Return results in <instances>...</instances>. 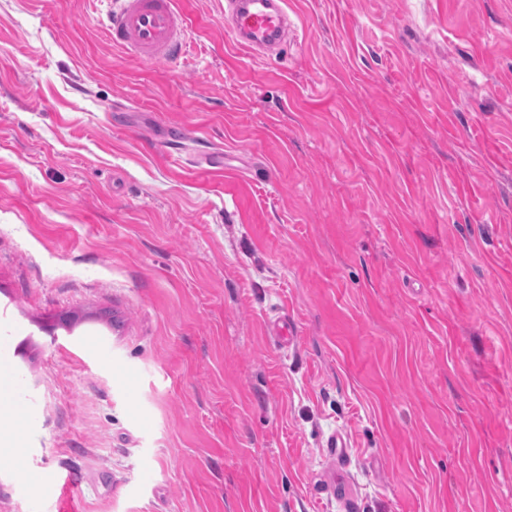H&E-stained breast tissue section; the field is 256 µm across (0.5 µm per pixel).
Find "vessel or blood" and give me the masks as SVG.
Wrapping results in <instances>:
<instances>
[{
    "label": "vessel or blood",
    "instance_id": "vessel-or-blood-1",
    "mask_svg": "<svg viewBox=\"0 0 512 512\" xmlns=\"http://www.w3.org/2000/svg\"><path fill=\"white\" fill-rule=\"evenodd\" d=\"M107 10L104 33L114 49L144 62H170L186 45L187 23L175 0H119ZM287 0H224L226 28L233 40L257 54L288 38Z\"/></svg>",
    "mask_w": 512,
    "mask_h": 512
}]
</instances>
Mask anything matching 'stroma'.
I'll return each instance as SVG.
<instances>
[{
  "instance_id": "1",
  "label": "stroma",
  "mask_w": 512,
  "mask_h": 512,
  "mask_svg": "<svg viewBox=\"0 0 512 512\" xmlns=\"http://www.w3.org/2000/svg\"><path fill=\"white\" fill-rule=\"evenodd\" d=\"M177 2L0 0V512H512V0ZM103 22L104 33L114 49L144 62H170L186 45L187 23L174 0H112ZM286 0H225L226 28L252 54L272 51L288 39Z\"/></svg>"
}]
</instances>
